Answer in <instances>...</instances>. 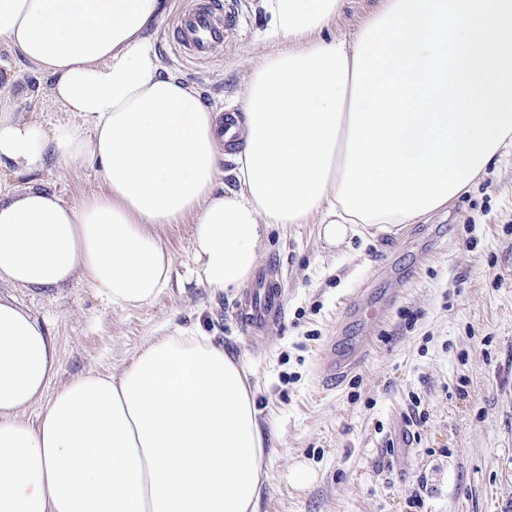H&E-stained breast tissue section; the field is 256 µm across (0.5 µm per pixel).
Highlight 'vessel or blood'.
Returning a JSON list of instances; mask_svg holds the SVG:
<instances>
[{
	"label": "vessel or blood",
	"mask_w": 512,
	"mask_h": 512,
	"mask_svg": "<svg viewBox=\"0 0 512 512\" xmlns=\"http://www.w3.org/2000/svg\"><path fill=\"white\" fill-rule=\"evenodd\" d=\"M171 49L182 62L203 65L215 61L224 49L230 28L224 19V0H191L173 21ZM284 312L282 292L275 280L262 279L243 310V325L252 333L266 332ZM366 353L365 343L353 345L346 354L328 351L322 365L324 380L333 382L356 366Z\"/></svg>",
	"instance_id": "obj_1"
}]
</instances>
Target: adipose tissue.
Segmentation results:
<instances>
[{
	"mask_svg": "<svg viewBox=\"0 0 512 512\" xmlns=\"http://www.w3.org/2000/svg\"><path fill=\"white\" fill-rule=\"evenodd\" d=\"M261 7L277 48L249 76L241 189L225 194L220 115L164 73L149 35L163 0H0V45L68 114L47 126L0 101V177L81 162L103 181L77 201L34 177L0 187V281L49 291L77 278L139 307L171 280L160 228L186 216L190 276L212 290L253 278L271 225L317 214L331 243L358 226L336 198L356 53L329 34L341 0ZM60 367L46 324L0 298V512H257L266 437L245 368L212 337L176 330L120 374L55 390Z\"/></svg>",
	"mask_w": 512,
	"mask_h": 512,
	"instance_id": "ef3b65f1",
	"label": "adipose tissue"
}]
</instances>
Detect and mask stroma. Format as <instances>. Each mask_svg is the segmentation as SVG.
Segmentation results:
<instances>
[{"label": "stroma", "instance_id": "1", "mask_svg": "<svg viewBox=\"0 0 512 512\" xmlns=\"http://www.w3.org/2000/svg\"><path fill=\"white\" fill-rule=\"evenodd\" d=\"M186 3L165 0L155 31L163 70L215 111L238 108L252 67L272 48L260 0H224L235 32L204 68L167 44ZM45 86L19 51L0 45V91L48 123L63 112ZM42 178L69 200L101 185L81 164ZM192 224L160 229L174 257L171 282L140 307L108 306L76 283L47 293L0 284V295L48 317L56 386L89 370L120 373L151 337L194 329L246 367L255 391L269 447L258 512H512V145L448 208L414 224L336 245L315 218L271 225L258 264L277 270L285 314L264 338L241 324L245 289L189 282ZM364 293L397 299L369 325L351 311ZM336 336L364 339L367 355L327 387L319 358ZM299 466L313 473L302 488L289 480Z\"/></svg>", "mask_w": 512, "mask_h": 512}]
</instances>
